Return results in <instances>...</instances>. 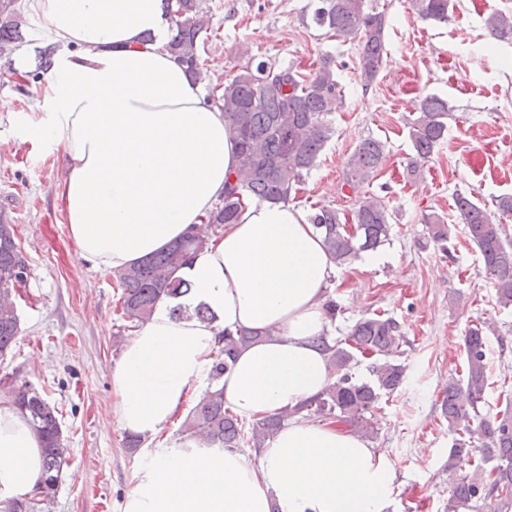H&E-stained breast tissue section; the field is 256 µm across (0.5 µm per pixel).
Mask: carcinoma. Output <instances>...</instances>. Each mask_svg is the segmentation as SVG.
I'll list each match as a JSON object with an SVG mask.
<instances>
[{
    "label": "carcinoma",
    "mask_w": 512,
    "mask_h": 512,
    "mask_svg": "<svg viewBox=\"0 0 512 512\" xmlns=\"http://www.w3.org/2000/svg\"><path fill=\"white\" fill-rule=\"evenodd\" d=\"M164 2L172 31L167 50L189 78L201 79L204 72L199 50L212 38L211 16L202 7V0ZM449 4L450 0H412L421 19L439 23L448 21ZM313 20L330 37L358 42L362 80L368 86L377 79L387 57L385 15L371 0H317ZM22 26L17 0H0V51L11 44L26 43ZM486 28L494 38L511 37L512 14L489 16ZM35 52L37 65L32 76L38 79L51 68L57 44L37 46ZM336 68L328 55L319 59L309 75L290 68L278 69L252 56L218 85L222 93L212 96V100L235 133L238 165L235 182L229 184L222 205L207 214V224L219 227L235 223L247 198L259 202L295 199L298 186L334 133L329 116L344 106L345 95ZM448 116L447 101L435 94L423 96L418 116L409 123L414 150L407 167L410 177L421 176L424 163L444 141ZM383 158V142L372 137L363 139L349 158L347 184L359 188ZM454 209L467 239L479 251L483 273L492 281L498 304L512 306V234L470 195L455 194ZM311 221L339 266L363 252L376 250L389 240L391 233L386 205L370 193L356 196L349 217L329 205H319ZM425 223L435 242L448 240L450 228L440 217L431 214ZM205 244L198 227L151 257L113 273L120 289L122 317L131 327L143 324L163 298H175L188 291L189 284L174 277V273ZM27 274L28 262L16 241L14 225L0 212V357L11 351L20 332L11 296ZM486 329L488 325L479 324L467 330L462 374L448 379L440 403L441 415L452 435L448 470L456 471L463 461L471 467L470 472L453 481L448 512H506L512 506V409L507 407L493 417L480 411L487 404ZM260 338V333L251 330L223 334L224 345L215 358L213 380L224 374L239 348ZM402 341L398 321L377 313L352 326L345 347L318 336L314 338L315 346L328 354L336 375L322 393L291 412L248 422L224 407L223 389L210 387L189 410L183 422L184 437L199 441L205 448H260L289 418L300 415L368 438L375 433L373 416L381 400L394 393L402 382L404 367L395 360ZM356 351L375 358L369 381H359L351 372ZM8 395L40 440L43 471L37 486L43 497L51 498L68 465L59 409L26 381L12 384Z\"/></svg>",
    "instance_id": "cac0c4a2"
}]
</instances>
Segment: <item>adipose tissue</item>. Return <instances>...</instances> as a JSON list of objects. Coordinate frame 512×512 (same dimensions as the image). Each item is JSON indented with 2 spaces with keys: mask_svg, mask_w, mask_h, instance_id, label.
Masks as SVG:
<instances>
[{
  "mask_svg": "<svg viewBox=\"0 0 512 512\" xmlns=\"http://www.w3.org/2000/svg\"><path fill=\"white\" fill-rule=\"evenodd\" d=\"M62 52L27 137L61 154L60 199L79 260L115 272L201 223L233 180L238 146L224 114L166 49L163 0H29ZM190 290L159 302L112 369L119 426L154 440L211 385L227 332L260 331L219 379L224 405L251 420L291 410L332 379L313 345L330 332L336 265L310 215L246 202L180 269ZM207 306L214 321L193 315ZM181 306L183 316L172 313ZM257 462L237 449H152L124 512H385L395 469L352 430L296 416ZM42 470L28 421L0 402V502Z\"/></svg>",
  "mask_w": 512,
  "mask_h": 512,
  "instance_id": "obj_1",
  "label": "adipose tissue"
}]
</instances>
